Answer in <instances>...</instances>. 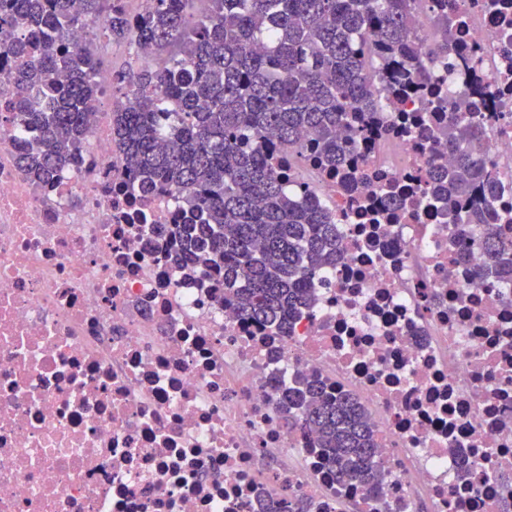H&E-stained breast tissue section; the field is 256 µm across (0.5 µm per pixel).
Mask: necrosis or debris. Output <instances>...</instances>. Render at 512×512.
Wrapping results in <instances>:
<instances>
[{
  "label": "necrosis or debris",
  "instance_id": "necrosis-or-debris-1",
  "mask_svg": "<svg viewBox=\"0 0 512 512\" xmlns=\"http://www.w3.org/2000/svg\"><path fill=\"white\" fill-rule=\"evenodd\" d=\"M436 73L451 100L481 86L478 156L512 215V13L450 0ZM79 169L37 187L0 123V512H512V281L483 277L453 214L363 210L377 182L411 183L427 153L398 133L360 140L366 183L314 163L291 187L329 209L340 254L287 333L239 315L218 272L174 267L171 192L130 195L111 109L87 116ZM355 397L376 426L378 488L337 485L280 390L302 378Z\"/></svg>",
  "mask_w": 512,
  "mask_h": 512
}]
</instances>
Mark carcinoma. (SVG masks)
Segmentation results:
<instances>
[{"label": "carcinoma", "mask_w": 512, "mask_h": 512, "mask_svg": "<svg viewBox=\"0 0 512 512\" xmlns=\"http://www.w3.org/2000/svg\"><path fill=\"white\" fill-rule=\"evenodd\" d=\"M195 0H154L136 27L116 0H0V77L17 86L8 122L30 134L16 158L36 186L79 163L86 114L103 95L102 59L70 42L72 29L103 13L114 41L151 47L160 63L117 71L112 86L127 103L112 113L131 192L170 189L185 212L173 235L175 262L224 272V295L241 315L285 334L311 294L317 271L336 262L335 225L314 199L300 202L280 175L305 158L301 135L315 134L314 162L345 184L356 140L380 130L384 113L403 111L406 96L448 109L394 129H432L424 185L412 192L380 184L376 214L418 201L456 214L462 250L485 256L484 276L512 278V232L494 230L497 180L474 159L484 138L483 112L470 101L443 104L431 86L448 44L409 51L419 17L448 32V0H207L189 29ZM378 48L373 56L360 43ZM453 153L450 168L436 158ZM293 419L317 435L336 483L383 482L373 425L350 397L326 395L303 379L283 393Z\"/></svg>", "instance_id": "cac0c4a2"}]
</instances>
